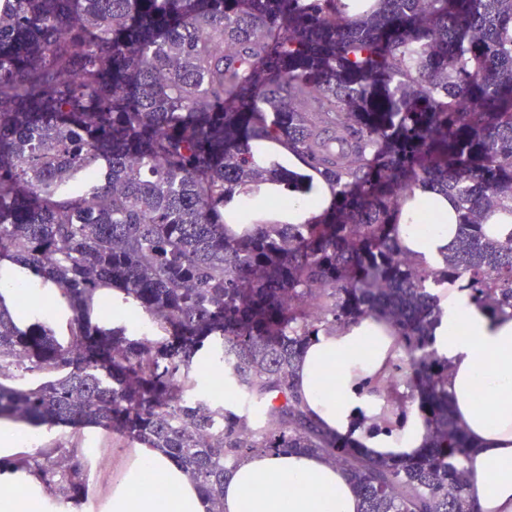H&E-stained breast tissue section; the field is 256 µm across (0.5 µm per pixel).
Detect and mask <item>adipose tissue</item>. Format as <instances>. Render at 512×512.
Here are the masks:
<instances>
[{
	"label": "adipose tissue",
	"mask_w": 512,
	"mask_h": 512,
	"mask_svg": "<svg viewBox=\"0 0 512 512\" xmlns=\"http://www.w3.org/2000/svg\"><path fill=\"white\" fill-rule=\"evenodd\" d=\"M456 228L440 224L428 232L401 227L403 242L429 263L439 264ZM435 347L448 360V398L464 429L469 454L465 494L479 512H512V310L475 303L468 291L452 289L441 305ZM387 326L367 318L359 325L320 334L306 348L295 383L308 414L333 436L354 440L374 454L423 448L427 429L419 414L391 432L372 430L383 402L372 391L388 358L397 356ZM485 389L490 405L476 403ZM167 490L159 498L148 485ZM0 512H40L44 499L34 478L0 471ZM358 497L342 471L320 457L293 452L249 458L224 483V512H358ZM107 512H205L196 485L177 462L155 448L132 449Z\"/></svg>",
	"instance_id": "adipose-tissue-1"
}]
</instances>
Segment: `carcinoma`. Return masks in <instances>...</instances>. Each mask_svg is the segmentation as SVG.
<instances>
[{
  "label": "carcinoma",
  "instance_id": "carcinoma-1",
  "mask_svg": "<svg viewBox=\"0 0 512 512\" xmlns=\"http://www.w3.org/2000/svg\"><path fill=\"white\" fill-rule=\"evenodd\" d=\"M316 179L334 206L289 223ZM425 189L455 209L436 266L400 239ZM448 282L512 309V0H0V420L158 448L206 512L241 462L291 451L342 469L360 512H478L434 345ZM19 288L52 289L65 332L20 323ZM114 291L152 338L107 323ZM366 318L404 352L374 426L417 404L415 456L302 410L307 345ZM208 344L256 412L191 397ZM2 466L78 507L91 459Z\"/></svg>",
  "mask_w": 512,
  "mask_h": 512
}]
</instances>
